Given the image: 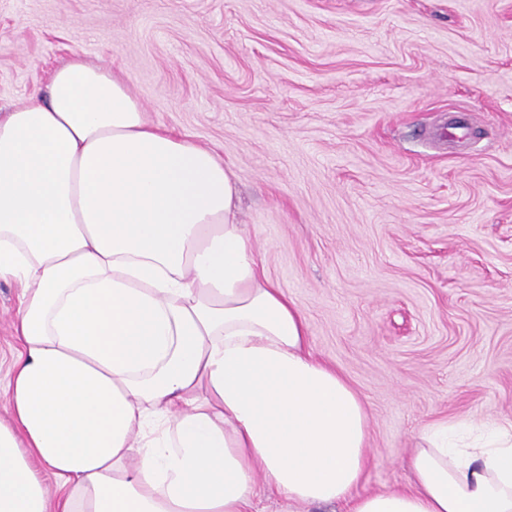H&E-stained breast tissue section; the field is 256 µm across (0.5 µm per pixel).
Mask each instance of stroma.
Listing matches in <instances>:
<instances>
[{
	"mask_svg": "<svg viewBox=\"0 0 512 512\" xmlns=\"http://www.w3.org/2000/svg\"><path fill=\"white\" fill-rule=\"evenodd\" d=\"M79 56L229 162L258 262L366 403L359 493L512 419V0H0V109ZM20 288L0 281V383Z\"/></svg>",
	"mask_w": 512,
	"mask_h": 512,
	"instance_id": "stroma-1",
	"label": "stroma"
}]
</instances>
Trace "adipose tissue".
<instances>
[{
  "label": "adipose tissue",
  "instance_id": "obj_1",
  "mask_svg": "<svg viewBox=\"0 0 512 512\" xmlns=\"http://www.w3.org/2000/svg\"><path fill=\"white\" fill-rule=\"evenodd\" d=\"M0 111V280L21 288L0 512H512V420L441 421L406 487L356 495L362 397L311 352L213 150L75 57ZM60 493L51 496L47 478ZM258 509L262 512H345L341 505L336 506H310L303 504H289L286 500L276 494L265 496Z\"/></svg>",
  "mask_w": 512,
  "mask_h": 512
}]
</instances>
